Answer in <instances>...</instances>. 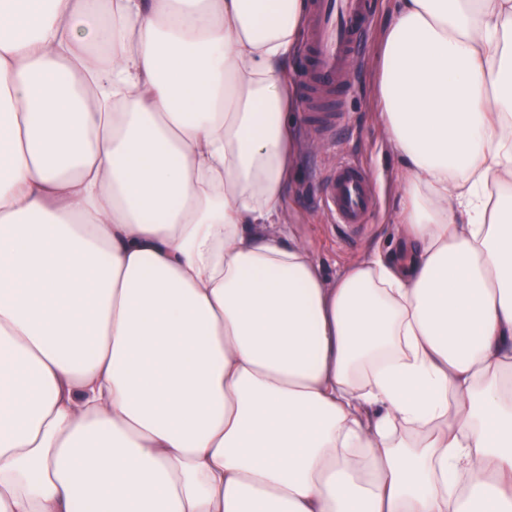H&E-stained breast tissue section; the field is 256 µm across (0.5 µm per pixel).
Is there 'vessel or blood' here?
<instances>
[{
  "instance_id": "b4317fda",
  "label": "vessel or blood",
  "mask_w": 512,
  "mask_h": 512,
  "mask_svg": "<svg viewBox=\"0 0 512 512\" xmlns=\"http://www.w3.org/2000/svg\"><path fill=\"white\" fill-rule=\"evenodd\" d=\"M371 14L372 0H310L301 86L308 126L317 140H329L346 119L340 95L354 77ZM322 184L323 203L336 223H367L374 192L362 166L339 159L326 169Z\"/></svg>"
}]
</instances>
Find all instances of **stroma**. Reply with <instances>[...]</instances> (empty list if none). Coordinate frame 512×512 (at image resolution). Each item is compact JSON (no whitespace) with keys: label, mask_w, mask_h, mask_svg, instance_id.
<instances>
[{"label":"stroma","mask_w":512,"mask_h":512,"mask_svg":"<svg viewBox=\"0 0 512 512\" xmlns=\"http://www.w3.org/2000/svg\"><path fill=\"white\" fill-rule=\"evenodd\" d=\"M389 4L390 0H374L373 23L364 41L368 63L345 95L344 110L348 117L337 127L331 149H324L311 139L304 109L296 111L297 133L303 149L296 160V177L287 188L286 201L295 219V234L309 242L324 277L330 280L346 264L372 250L392 252L398 247L396 216L400 192L396 169L399 162L384 143L374 106L377 90L374 59ZM339 154L362 165L376 191L377 203L369 224L355 231L333 224L322 207L319 173Z\"/></svg>","instance_id":"35a3bbf8"}]
</instances>
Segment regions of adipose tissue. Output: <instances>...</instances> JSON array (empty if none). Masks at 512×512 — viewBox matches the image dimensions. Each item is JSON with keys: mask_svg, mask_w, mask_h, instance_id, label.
I'll list each match as a JSON object with an SVG mask.
<instances>
[{"mask_svg": "<svg viewBox=\"0 0 512 512\" xmlns=\"http://www.w3.org/2000/svg\"><path fill=\"white\" fill-rule=\"evenodd\" d=\"M305 0H0V512H512V0H392L401 245L287 232Z\"/></svg>", "mask_w": 512, "mask_h": 512, "instance_id": "1", "label": "adipose tissue"}]
</instances>
